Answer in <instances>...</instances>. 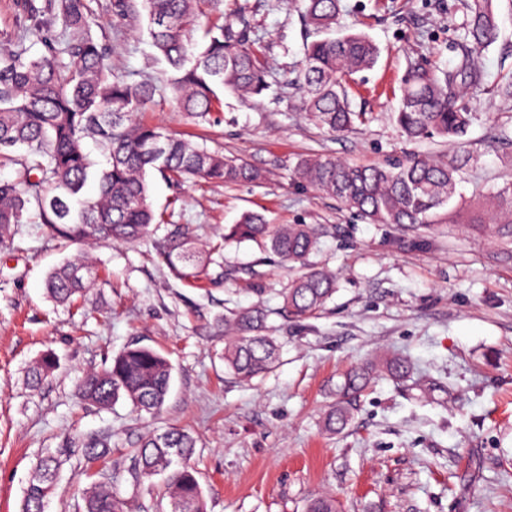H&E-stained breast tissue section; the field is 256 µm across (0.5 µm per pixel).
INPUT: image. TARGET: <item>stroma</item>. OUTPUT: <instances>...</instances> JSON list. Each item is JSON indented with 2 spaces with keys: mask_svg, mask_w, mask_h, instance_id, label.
<instances>
[{
  "mask_svg": "<svg viewBox=\"0 0 512 512\" xmlns=\"http://www.w3.org/2000/svg\"><path fill=\"white\" fill-rule=\"evenodd\" d=\"M89 0L112 46L117 69L133 79L164 80L165 63L148 64L146 35ZM338 27L377 44V64L354 74V111L367 120L337 135L298 109L293 78L314 35L297 0H205L193 37L215 23L246 29L267 72L261 96L224 93L220 118L195 123L169 93L157 91L145 121L262 170L255 183H184L148 177L163 224L193 225L221 244L198 288L172 276L151 242L101 243L92 251L98 282L85 297L59 305L46 294L48 272L77 253L22 225L0 247V512H18L43 452L88 435L112 440L128 461L148 432L176 424L197 439L194 455L208 512H306L330 494L339 512H512V245L475 229L490 211L488 193L512 172V100L468 89L472 120L453 141L408 140L392 119L401 80L415 61L454 66L464 41V0H341ZM501 34L478 54L486 82L512 73V0H493ZM471 160L460 172L464 204L440 214L431 231L369 224L336 199L295 179L299 158L322 155L358 165H386L420 155ZM247 211L272 224H316L326 232L312 263L337 276L326 310L292 321L282 310L287 266L243 244H222L225 225ZM251 266L259 292L222 278ZM259 303L282 344L276 369L252 383L229 374L222 359L225 313ZM164 351L173 364L170 393L157 417L128 402L79 405L74 386L132 344ZM54 351L58 368L37 390L29 366ZM402 358L409 376L392 379L384 363ZM372 368L370 387L338 433L323 417L350 368ZM88 482L65 464L47 512H81ZM117 491L128 512H170L160 479L124 477Z\"/></svg>",
  "mask_w": 512,
  "mask_h": 512,
  "instance_id": "1",
  "label": "stroma"
}]
</instances>
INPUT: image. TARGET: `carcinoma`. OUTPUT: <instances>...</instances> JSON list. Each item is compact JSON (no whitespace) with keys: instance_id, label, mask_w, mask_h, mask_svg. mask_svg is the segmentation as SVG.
I'll list each match as a JSON object with an SVG mask.
<instances>
[{"instance_id":"carcinoma-1","label":"carcinoma","mask_w":512,"mask_h":512,"mask_svg":"<svg viewBox=\"0 0 512 512\" xmlns=\"http://www.w3.org/2000/svg\"><path fill=\"white\" fill-rule=\"evenodd\" d=\"M204 0H112L116 14L134 22L148 18L149 44L154 57L169 66L166 87L179 107L192 118L207 120L221 104L218 88L260 96L267 89L263 68L245 31L224 25L207 30L200 44L193 32ZM302 17L319 38L304 47L302 67L295 78L301 110L309 120L333 133H343L366 121L352 109L349 79L372 68L379 48L364 33L334 36L340 0H302ZM29 25L7 47L0 48V167L14 168L13 180L0 181V245L23 224H37L62 244H131L151 237L163 217L149 199L147 177L156 170L167 178L207 179L222 183L258 182L264 173L244 161L226 157L161 127L137 120L154 97L156 86L134 81L112 70V50L105 36L92 31L88 0H21ZM69 32L63 52L40 39L51 21ZM466 49L454 68L428 63L410 64L393 118L407 138L465 135L471 112L461 84H480L483 74L470 55L486 50L499 36L493 0H468ZM42 40L45 51L29 54L26 42ZM68 60H63L61 54ZM92 139L105 157H91ZM457 161L436 162L413 156L403 163L357 165L330 157L309 156L294 170L298 182L336 199L371 224L431 230L439 210L453 211ZM93 183L97 196L85 197ZM496 209L481 225L490 237L512 243V178L493 193ZM323 228L314 224H269L263 215L243 213L224 232V243L248 242L263 253L288 263L296 274L281 293L283 308L297 320L323 309L336 293V276L308 262L318 249ZM157 257L179 280L200 281L208 275L212 249H206L188 224L154 242ZM94 285L91 267L79 255L51 271L48 296L71 303ZM267 311L241 307L224 316V366L241 382L271 372L280 345L271 335ZM56 369L47 353L27 373L28 385H43ZM367 368H355L336 386V401L324 416V428L336 432L351 419L352 399L370 381ZM172 379L169 358L149 347L129 346L98 371L78 378L79 400L102 408L127 400L142 414H158ZM196 439L180 427L150 433L133 450L129 467L111 460L112 445L90 436L78 448H57L42 456L34 468L19 512H46L62 466L81 457L82 474L90 480L83 512H126L115 490L123 472L136 479L162 476L171 512H207L206 501L191 463ZM306 512H336L330 496L311 500Z\"/></svg>"}]
</instances>
